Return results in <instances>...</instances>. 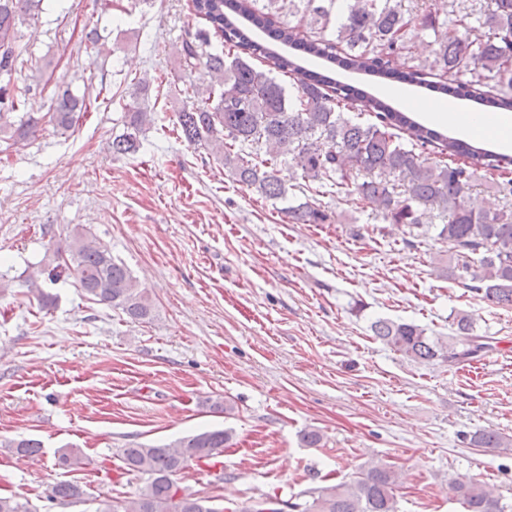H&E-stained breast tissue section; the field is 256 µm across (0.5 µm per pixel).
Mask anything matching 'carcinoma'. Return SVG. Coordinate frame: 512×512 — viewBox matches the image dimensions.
Returning a JSON list of instances; mask_svg holds the SVG:
<instances>
[{
  "label": "carcinoma",
  "mask_w": 512,
  "mask_h": 512,
  "mask_svg": "<svg viewBox=\"0 0 512 512\" xmlns=\"http://www.w3.org/2000/svg\"><path fill=\"white\" fill-rule=\"evenodd\" d=\"M45 0H0V144L19 146L40 131L44 115L32 104V83H16L19 59L28 50L18 26L36 21ZM339 0H192L196 16L211 24L224 39L223 50L212 49L209 34L197 31L182 41L179 63L190 75L199 68L210 77L206 87L186 83L184 106L177 113L180 137L211 151L224 161L232 179L253 186L271 200L283 199L286 187L278 165L291 162L301 178L331 185L351 175L356 199L377 207L388 224L426 223L428 212L448 214L438 238L455 251L448 276L470 278L469 290L482 300L512 306V178H503L512 157L450 137L413 120L387 102L360 95L333 77L336 69L371 77L404 80L438 94L463 95L485 112H512V0H484L479 12L455 8L448 0V20L431 12L418 15L403 0H354L344 12ZM434 34L432 58L399 71L393 56L405 48L409 30ZM265 30L260 42L252 31ZM306 56L325 62L309 73ZM258 59L264 68L254 66ZM289 77L288 86L273 72ZM50 122L62 133L71 130L88 111L90 99L66 83L56 85ZM368 112L376 122L364 124L343 110ZM152 114L134 106L125 113L122 132L112 139V153L134 154ZM407 135L402 141L401 134ZM430 146L449 158L431 163L416 152ZM263 155L261 160L256 156ZM489 175L488 189L503 204L476 205L470 191L479 172ZM294 224H324L329 215L304 201L287 208ZM53 262L38 270L50 283L74 276L87 299L108 306L129 319L148 322L155 308L145 289L107 244L76 227L52 248ZM373 335L405 356L448 364L471 362L493 348V337L476 332L471 317L458 313L452 336H429L408 322L378 319ZM229 435L223 430L188 436L163 446L122 449L126 468L145 477L132 497L99 503L96 512H210V499L184 493L176 476L190 464L204 463L223 452ZM479 448H506L505 438L483 429L470 438ZM0 447L24 456L39 453L34 439L1 440ZM61 465L78 470L84 457L77 448L61 450ZM397 475L385 464L374 465L350 479L310 491L311 500L292 504L300 512H398ZM86 492L71 482L56 484L49 499L61 504L84 500ZM448 500L465 512H506L494 489L475 480L448 477ZM0 512H30L18 497L0 495Z\"/></svg>",
  "instance_id": "obj_1"
}]
</instances>
